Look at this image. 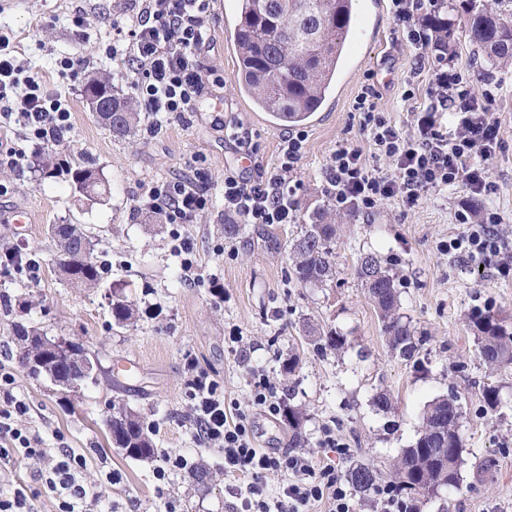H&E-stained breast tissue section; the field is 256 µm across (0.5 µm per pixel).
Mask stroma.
Listing matches in <instances>:
<instances>
[{
  "mask_svg": "<svg viewBox=\"0 0 512 512\" xmlns=\"http://www.w3.org/2000/svg\"><path fill=\"white\" fill-rule=\"evenodd\" d=\"M136 0H0V34L9 37L19 59L43 75L50 90L67 93L72 131L57 145L67 168L43 177L40 150L25 143L22 169H5L0 183V250L21 246L39 262L37 275L0 271V364L16 377L6 396L24 400L26 427L43 447L70 448L85 454V479L99 484L94 512H165L174 501L178 512H239L231 495L235 476L223 473L224 459L196 439L186 381L190 371L214 380L228 399L250 410L254 441L264 448L293 451L294 434L285 419H273L251 406V377L262 371L282 397L304 405L302 452L346 472L351 462L373 466L379 483L390 479V465L417 437L426 405L456 395L463 416L464 448L459 486L441 489L418 503L419 512H512V367L489 375L466 321L472 310L488 309L512 324V274L479 260L448 254L444 241L463 230L457 220L471 207L499 213V238L512 253V67L488 70L465 35L466 0H448L453 24L449 53L463 68L474 94L495 87L494 104L502 143L487 164L497 191L474 193L460 183L424 193L415 207L401 198L373 212L337 209L324 172L337 145L359 150L371 168L390 173L392 162L375 153L369 133L352 112L354 99L373 82L378 108L397 127L414 129L413 112L427 102L430 66L441 50L418 48L403 36L390 0H357L358 31L349 46L350 63L334 94L306 124L307 149L291 173L297 219L292 224H246L233 237L222 227L224 176H249L241 159L247 150L226 138V124L243 123L264 165L275 168L285 127L271 123L235 83L237 55L232 30L237 0H213L209 39L202 49L208 86L189 120H171L157 135H147L148 118L131 135L120 137L98 122L83 97L84 78H60L64 57L90 59V70L127 88L134 72L113 62V41H127L120 27L136 10ZM414 91L406 99V91ZM95 169L106 192L92 200L75 189L69 172ZM205 175L199 186L210 208L189 223L171 227L156 221L142 206L153 183L178 182ZM24 207L31 223L13 224L9 213ZM334 213L340 226L334 246L336 277L320 288H305L291 276L287 244L314 213ZM78 224L92 238L95 257L111 262L100 287H73L53 260L50 225ZM193 247L190 271L173 252V233ZM375 253L400 277L401 313L417 345L413 359L393 355L377 314L355 268L360 253ZM132 303L130 323L116 325L114 302ZM40 328L50 337L83 342L97 364L96 382L79 396L60 392L47 378H31L20 366L15 324ZM346 334L348 349L319 348L330 329ZM299 353L294 376L281 372L289 353ZM137 361L124 371L122 360ZM499 387L503 407L486 413L484 384ZM390 393L395 408L384 413L371 400L378 390ZM120 401L154 428L156 453L148 459L127 457L114 448L106 431L109 404ZM349 449L337 460L322 442L324 429ZM184 452L190 464L213 471L207 487L194 489L187 471L169 473L158 484L164 454ZM117 482H109L107 473Z\"/></svg>",
  "mask_w": 512,
  "mask_h": 512,
  "instance_id": "1",
  "label": "stroma"
}]
</instances>
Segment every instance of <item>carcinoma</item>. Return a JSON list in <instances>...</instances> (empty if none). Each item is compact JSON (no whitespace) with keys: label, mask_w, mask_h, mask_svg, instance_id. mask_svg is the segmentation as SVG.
<instances>
[{"label":"carcinoma","mask_w":512,"mask_h":512,"mask_svg":"<svg viewBox=\"0 0 512 512\" xmlns=\"http://www.w3.org/2000/svg\"><path fill=\"white\" fill-rule=\"evenodd\" d=\"M467 9L466 34L474 49L483 54L490 67L512 62V0H491ZM239 19L234 28L238 56L235 82L255 107L268 113L278 125L305 123L327 101L336 83L343 50L352 30L353 0H238ZM103 87L120 101L121 110L96 118L117 135L133 132L138 113L130 97L120 94L111 78L92 76L84 93ZM57 153L48 150L39 161L47 177L57 174ZM76 188L93 193L101 185L91 168L72 173ZM337 227L327 216L316 213L310 224L302 225L299 235L289 242L296 281L304 286L323 287L336 275L333 245ZM49 236L58 254V263L71 284L94 288L109 272L107 264L93 257L94 244L77 224H54ZM381 323L382 333L392 354L410 359L417 350L410 326L402 321L398 275L372 253L358 259L356 270ZM112 317L122 325L134 317L131 305L112 304ZM470 330L477 340L480 358L489 371L512 367V326L488 310L475 309L468 316ZM19 363L34 352L41 333L35 328L15 325ZM485 410L502 407L498 387L482 388ZM113 443L128 457L149 458L155 454L152 427L144 418L120 402H112ZM288 427L300 432L305 410L299 404L285 406ZM462 411L457 398L441 396L427 404L418 438L402 450L393 465L390 486L410 498L429 497L434 487L460 485L463 438L460 432ZM346 477L355 492L369 494L377 486L375 470L365 464L349 467Z\"/></svg>","instance_id":"obj_1"}]
</instances>
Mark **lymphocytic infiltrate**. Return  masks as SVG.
Instances as JSON below:
<instances>
[{
    "instance_id": "1",
    "label": "lymphocytic infiltrate",
    "mask_w": 512,
    "mask_h": 512,
    "mask_svg": "<svg viewBox=\"0 0 512 512\" xmlns=\"http://www.w3.org/2000/svg\"><path fill=\"white\" fill-rule=\"evenodd\" d=\"M396 20L407 36L419 46L433 39L425 22L426 0H391ZM210 0H141L128 25L127 46H113V60L132 58L136 78L129 86L133 98L151 121L148 133H155L174 118L195 111L206 84L200 51L207 41ZM428 103L414 114L415 132L398 129L378 111L371 87H363L353 104L360 125L368 131L377 155L394 165L390 174L370 170L359 151L338 145L326 168L325 178L340 208L361 211L376 209L383 201L402 198L415 206L424 193L460 182L474 192L491 194L495 185L486 176L485 163L501 142V124L494 112L495 95L485 91L475 96L460 70L447 62L434 70ZM458 116L455 134H447L439 122L443 112ZM15 127L18 137L47 148L64 141L72 130L69 100L62 93H49L38 75L29 73L12 55L10 41L0 35V128ZM307 135L299 130L286 135L277 168L267 169L254 160L253 173L243 178L224 177V211L247 224H287L295 210V188L289 176L302 160ZM145 204L162 211L171 224L188 223L204 210V192L184 182L156 183L149 187ZM468 230L450 238L444 248L451 254L492 261L501 246L494 226L495 212L479 220L461 215ZM192 416L200 441L224 455V470L247 474L246 486L235 487L242 512H309L326 504L327 512H354L352 494L346 481L332 465L316 467L310 455L276 452L254 445L250 417L236 403L225 402L207 375L197 374L189 382ZM29 412L22 400H6L0 406V481L12 473L16 455L47 461L46 480L59 498V512H75L88 493L78 478L86 468L84 455L60 449L51 455L38 436L22 427ZM282 476L276 496H269L263 479Z\"/></svg>"
}]
</instances>
